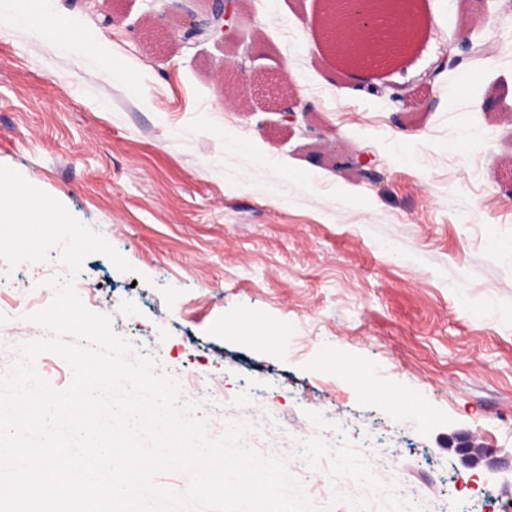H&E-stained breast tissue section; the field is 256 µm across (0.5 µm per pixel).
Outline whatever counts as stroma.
<instances>
[{
    "instance_id": "1",
    "label": "stroma",
    "mask_w": 512,
    "mask_h": 512,
    "mask_svg": "<svg viewBox=\"0 0 512 512\" xmlns=\"http://www.w3.org/2000/svg\"><path fill=\"white\" fill-rule=\"evenodd\" d=\"M224 45L153 32L165 0H52L0 27V164L62 201L133 265L80 278L118 334L157 355L211 437L245 409L263 454L316 431L307 411L391 460L422 512H499L512 472L462 466L464 433L512 454V0H419L396 61L341 69L321 0H228ZM104 35L131 77L40 36ZM476 48L435 73L461 42ZM244 62L249 98L229 73ZM290 82L305 125L287 127ZM368 153L380 185L347 167ZM58 251L0 280V373L43 336ZM182 288L167 306L161 285ZM243 316L265 340L225 333Z\"/></svg>"
}]
</instances>
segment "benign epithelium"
Here are the masks:
<instances>
[{
  "label": "benign epithelium",
  "mask_w": 512,
  "mask_h": 512,
  "mask_svg": "<svg viewBox=\"0 0 512 512\" xmlns=\"http://www.w3.org/2000/svg\"><path fill=\"white\" fill-rule=\"evenodd\" d=\"M171 24L184 32V39L199 37L222 42L230 33V20L224 0H209L211 10L206 16L193 8L194 0H169ZM325 4L324 35L333 52L340 53L347 64L357 66L368 57L391 60L409 45L412 32L402 15L408 0H323ZM347 164L374 180L376 173L368 155L347 160ZM452 447L463 464L474 469L482 464L493 466L497 460L486 447L466 434L452 440Z\"/></svg>",
  "instance_id": "1"
}]
</instances>
